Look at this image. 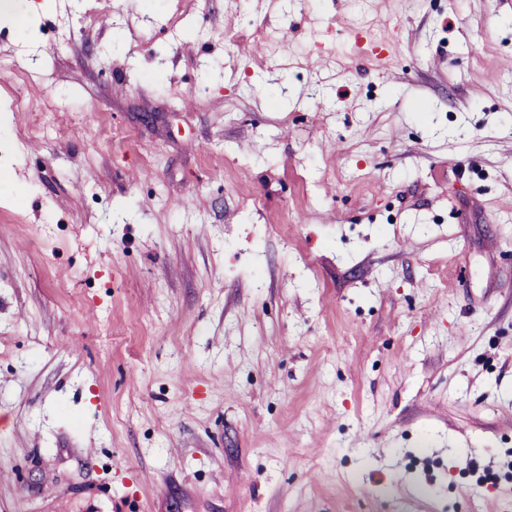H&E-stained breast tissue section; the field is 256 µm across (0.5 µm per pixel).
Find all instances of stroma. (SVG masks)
<instances>
[{
	"label": "stroma",
	"instance_id": "stroma-1",
	"mask_svg": "<svg viewBox=\"0 0 512 512\" xmlns=\"http://www.w3.org/2000/svg\"><path fill=\"white\" fill-rule=\"evenodd\" d=\"M16 3L0 512H512V6Z\"/></svg>",
	"mask_w": 512,
	"mask_h": 512
}]
</instances>
